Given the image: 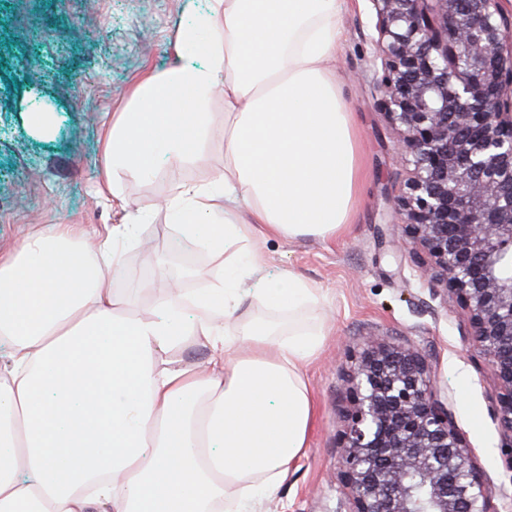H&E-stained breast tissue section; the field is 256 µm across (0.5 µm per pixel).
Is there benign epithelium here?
I'll return each instance as SVG.
<instances>
[{"label":"benign epithelium","mask_w":512,"mask_h":512,"mask_svg":"<svg viewBox=\"0 0 512 512\" xmlns=\"http://www.w3.org/2000/svg\"><path fill=\"white\" fill-rule=\"evenodd\" d=\"M370 2L376 105L408 165L395 211L414 263L440 284L434 295L467 317L512 470V10L503 0ZM347 383L337 481L349 512H491L426 354L368 344Z\"/></svg>","instance_id":"7a95c632"}]
</instances>
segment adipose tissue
Wrapping results in <instances>:
<instances>
[{
	"label": "adipose tissue",
	"instance_id": "adipose-tissue-1",
	"mask_svg": "<svg viewBox=\"0 0 512 512\" xmlns=\"http://www.w3.org/2000/svg\"><path fill=\"white\" fill-rule=\"evenodd\" d=\"M341 2L185 0L173 62L112 121L117 199L123 180L179 170L223 139V169L165 202L177 237L223 258V278L167 291L149 317L116 307L140 210L98 245L59 222L0 258V512H247L307 448L305 369L330 331L250 312L312 311L324 295L293 273L252 283L253 242L326 241L348 222L357 141L327 67ZM196 344L210 349L202 368L182 358Z\"/></svg>",
	"mask_w": 512,
	"mask_h": 512
}]
</instances>
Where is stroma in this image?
I'll use <instances>...</instances> for the list:
<instances>
[{
  "mask_svg": "<svg viewBox=\"0 0 512 512\" xmlns=\"http://www.w3.org/2000/svg\"><path fill=\"white\" fill-rule=\"evenodd\" d=\"M182 8L183 0H0L1 253L43 224H79L97 239L121 223L105 182L106 134L136 85L168 66ZM339 23L342 41L331 67L353 112L364 176L346 234L256 244L264 259L260 277L293 272L322 288L319 314L331 334L306 369L317 405L309 446L279 490L251 512H346L336 480L350 406L344 371L349 356L370 341L430 356L438 398L492 487L494 512H512V470L489 413L491 372L471 345L463 312L421 278L396 222L393 197L405 164L394 149L397 133L372 98L369 0H349ZM204 152L178 176L162 169L123 185L131 204L153 210L142 244L126 246L123 274L113 281L119 300L135 296L132 310L140 315L153 313L170 279L201 288L222 274L214 257L189 272L172 264L176 248L162 207L174 181L203 183L223 168V140L207 143Z\"/></svg>",
  "mask_w": 512,
  "mask_h": 512,
  "instance_id": "1",
  "label": "stroma"
}]
</instances>
